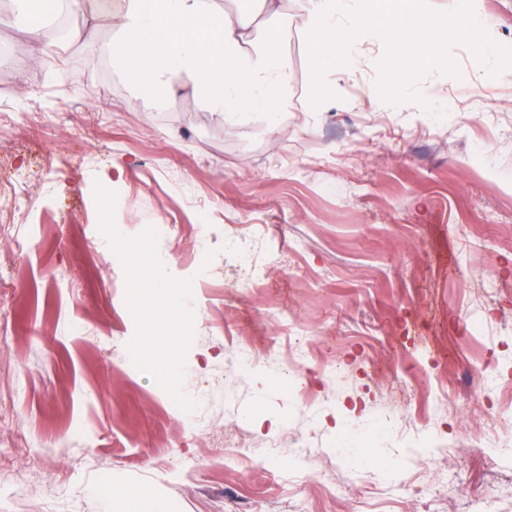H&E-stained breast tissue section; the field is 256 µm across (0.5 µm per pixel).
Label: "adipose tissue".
I'll return each mask as SVG.
<instances>
[{
  "label": "adipose tissue",
  "mask_w": 512,
  "mask_h": 512,
  "mask_svg": "<svg viewBox=\"0 0 512 512\" xmlns=\"http://www.w3.org/2000/svg\"><path fill=\"white\" fill-rule=\"evenodd\" d=\"M63 9L80 13L96 30L112 31L105 48L112 64L151 91L167 90L184 76L203 91L209 111L228 120L253 113L274 118L284 102L290 63L270 43L245 48L247 23L217 22L214 0H59ZM145 256L137 274L149 293L164 298L169 322H191L176 304L180 296L164 278L150 274Z\"/></svg>",
  "instance_id": "ef3b65f1"
}]
</instances>
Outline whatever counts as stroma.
Listing matches in <instances>:
<instances>
[{
  "instance_id": "1",
  "label": "stroma",
  "mask_w": 512,
  "mask_h": 512,
  "mask_svg": "<svg viewBox=\"0 0 512 512\" xmlns=\"http://www.w3.org/2000/svg\"><path fill=\"white\" fill-rule=\"evenodd\" d=\"M278 3L280 26L250 0H218L288 55L271 123L102 76L110 32L51 56L0 26V45L21 50L0 66V180L15 186L0 221L34 238L0 321V430L23 437L0 447L20 486L0 512H108L100 485L139 489L129 512H512V430L493 427L497 396H512V68L489 76L456 43L459 76L428 73L419 101L390 104L376 89L385 45L366 34L312 112L314 19L303 0ZM473 8L512 48V0ZM161 220L171 239L145 241ZM107 224L124 239L108 243ZM201 224L216 276L180 334L141 298L134 262L145 250L190 287ZM242 224L283 261L253 287L226 249ZM240 336L263 349L243 376ZM302 340L343 373L283 385L274 370ZM486 362L498 392L476 373ZM383 406L392 421L376 420Z\"/></svg>"
}]
</instances>
